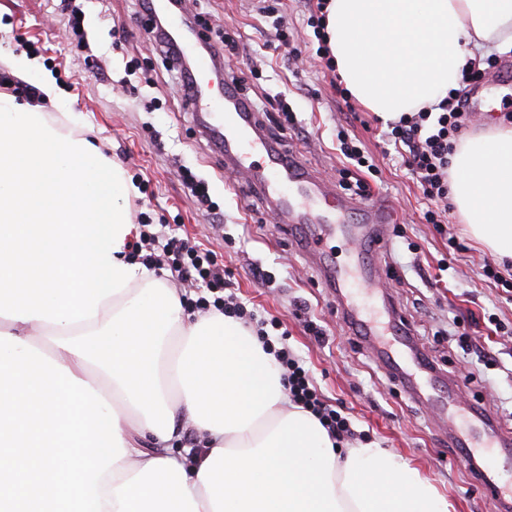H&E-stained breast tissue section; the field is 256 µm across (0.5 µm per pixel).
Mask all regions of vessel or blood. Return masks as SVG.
<instances>
[{
	"mask_svg": "<svg viewBox=\"0 0 512 512\" xmlns=\"http://www.w3.org/2000/svg\"><path fill=\"white\" fill-rule=\"evenodd\" d=\"M152 5L164 18L163 36L173 42L178 58L189 68L192 89L186 109L220 150L225 164L242 172L244 192L264 198L280 211L303 253L335 294L350 334L372 347L412 399L436 407L443 417L460 418L450 437L460 463H472L475 453L496 449L504 466H511V426L481 411L463 415L454 392H421L416 372L428 363L379 275L390 248L386 230L395 221L393 210L381 201L334 196L297 150L267 133L259 112L234 81L225 80L217 89L204 81V73L215 68L218 57L186 23L173 0H153ZM331 237L343 242L345 259L328 251ZM479 477L495 503L512 502V480L502 482L485 471Z\"/></svg>",
	"mask_w": 512,
	"mask_h": 512,
	"instance_id": "1",
	"label": "vessel or blood"
}]
</instances>
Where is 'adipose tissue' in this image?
I'll use <instances>...</instances> for the list:
<instances>
[{
    "mask_svg": "<svg viewBox=\"0 0 512 512\" xmlns=\"http://www.w3.org/2000/svg\"><path fill=\"white\" fill-rule=\"evenodd\" d=\"M345 87L385 120L440 103L512 0H328ZM42 104L0 91V512H448L385 449L340 451L289 402L275 357L232 317L186 323L178 289L132 261L134 186ZM448 192L512 260V124L457 144ZM203 440L174 456L187 428Z\"/></svg>",
    "mask_w": 512,
    "mask_h": 512,
    "instance_id": "1",
    "label": "adipose tissue"
}]
</instances>
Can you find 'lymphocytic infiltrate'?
Instances as JSON below:
<instances>
[{
  "label": "lymphocytic infiltrate",
  "mask_w": 512,
  "mask_h": 512,
  "mask_svg": "<svg viewBox=\"0 0 512 512\" xmlns=\"http://www.w3.org/2000/svg\"><path fill=\"white\" fill-rule=\"evenodd\" d=\"M473 79V71H465L462 78L464 87ZM464 87L450 91L438 109L425 106L415 112L402 113L398 120L388 124V141L403 147L406 169L424 197L434 204L448 200V153L456 135L470 118ZM130 255L141 259L150 268L169 267L180 280L204 284L213 294L212 299H201L200 305L204 310L212 309L225 315L230 313L245 324L255 325L264 349L273 353L286 373L290 400L317 418L333 439L352 437L349 418L321 397L299 359L286 349L275 348L267 339L264 320L234 305L232 297L223 296L224 271L214 264L210 251L202 250L190 241L173 236L166 238L144 229L133 243Z\"/></svg>",
  "instance_id": "lymphocytic-infiltrate-1"
}]
</instances>
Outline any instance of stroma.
Listing matches in <instances>:
<instances>
[{
	"instance_id": "1",
	"label": "stroma",
	"mask_w": 512,
	"mask_h": 512,
	"mask_svg": "<svg viewBox=\"0 0 512 512\" xmlns=\"http://www.w3.org/2000/svg\"><path fill=\"white\" fill-rule=\"evenodd\" d=\"M185 0L188 13L209 34H226L238 46L225 65L247 80L249 97L276 108L286 96L297 127L284 136L330 187L344 192V158L336 127L372 157L377 175L359 171L372 197L389 204L397 221L389 229L386 284L429 360L458 380L461 403L478 405L500 419L512 416V300L485 280L490 253L474 240L454 210L427 223L430 203L381 134L384 123L363 105L344 108L336 72L316 55L318 40L306 0ZM59 0H0V53L18 41L34 44L38 64L28 79L38 85L51 72L65 91L60 111H74L84 134L102 140L107 156L137 186L155 231L173 226L178 236L210 250L224 270L226 290L247 310L276 321L275 347L304 362L328 403L342 406L355 431L349 447L376 445L419 468L451 512H497L483 486L457 460L433 408L408 401L367 344L348 336L336 298L275 216L258 199L224 188L215 147L202 138L184 108L178 81L156 45L140 0H84V31L73 35ZM287 21L294 39L268 46L273 18ZM512 52L483 53L475 87L480 101L462 137L512 121ZM204 177L220 219L199 210L183 187L179 167ZM274 275L268 285L255 267ZM465 335H457V325Z\"/></svg>"
}]
</instances>
